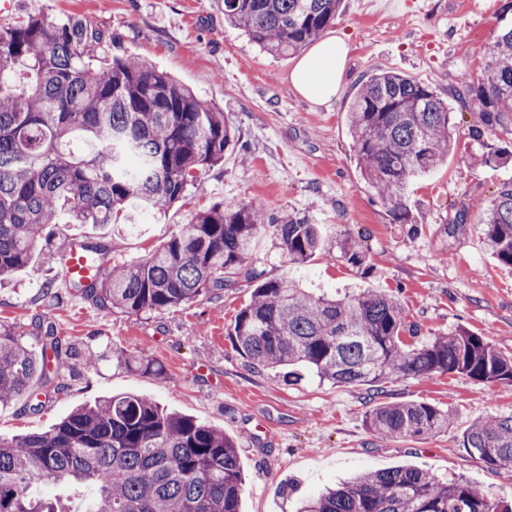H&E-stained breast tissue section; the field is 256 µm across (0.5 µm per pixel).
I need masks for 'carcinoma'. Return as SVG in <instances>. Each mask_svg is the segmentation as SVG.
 Here are the masks:
<instances>
[{
  "instance_id": "obj_1",
  "label": "carcinoma",
  "mask_w": 512,
  "mask_h": 512,
  "mask_svg": "<svg viewBox=\"0 0 512 512\" xmlns=\"http://www.w3.org/2000/svg\"><path fill=\"white\" fill-rule=\"evenodd\" d=\"M342 0H216L224 22L272 57L300 51L336 20ZM103 32L80 17L0 26V278L25 268L47 225L65 210L70 224H112L127 204L159 212L177 203L198 174L224 161L235 130L224 113L168 73L131 58L93 64ZM24 69L32 81L13 88ZM464 95L481 125L512 141V25L486 44L480 75ZM357 164L398 224L415 219L407 188L440 166L451 147L452 111L432 88L400 71L367 77L348 110ZM485 165L512 161L492 146ZM482 224L486 250L512 267V181L499 185ZM269 227L291 262L305 265L322 243L315 224L283 220L242 202L196 212L179 234L147 257L123 263L76 291L120 314L174 308L235 285ZM342 253L364 264L361 243ZM256 280L251 301L228 336L251 364L299 367L336 385L379 391L398 378L431 372L481 382H512V358L459 328L407 344L398 300L371 290L314 296L287 279ZM60 356L53 326L40 353L0 325V404L46 377ZM451 415L425 403L389 402L366 425L382 438L432 437ZM467 452L490 467L512 468V411L474 422ZM35 486L65 495L31 496ZM244 491L235 441L207 424L170 413L135 393L72 410L44 432L0 440V512H239ZM300 512H512L467 481H443L401 467L367 471L305 500Z\"/></svg>"
}]
</instances>
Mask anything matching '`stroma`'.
Instances as JSON below:
<instances>
[{
  "instance_id": "1",
  "label": "stroma",
  "mask_w": 512,
  "mask_h": 512,
  "mask_svg": "<svg viewBox=\"0 0 512 512\" xmlns=\"http://www.w3.org/2000/svg\"><path fill=\"white\" fill-rule=\"evenodd\" d=\"M0 26L31 17L80 16L108 37L105 58L144 60L224 111L237 141L222 164L201 172L186 197L165 211L128 208L120 223L52 224L26 268L0 284V323L40 349L42 327L61 340L57 375L33 380L42 401L23 396L0 405V438L49 428L74 407L134 392L188 415L237 441L246 486L239 512H297L301 498L351 474L412 467L447 480L465 479L484 496L512 504V469L470 456L462 434L474 421L512 410V383H483L431 373L385 384L336 386L315 373L291 385L276 370L251 365L228 330L248 304L253 284L238 276L177 308L116 314L63 291L58 255L72 236L104 245L106 267L145 257L187 224L197 210L244 202L264 213L320 225L325 240L302 267L292 266L271 233L260 235L248 267L264 278L288 277L312 292L360 288L395 296L419 338L463 327L512 356V268L486 251L480 221L512 163H482L486 145L503 138L471 135L477 115L458 97L465 76L478 75L483 50L497 33L505 0H343L327 31L346 41L347 67L331 104L301 97L290 82L297 56L263 54L224 22L212 0H10ZM402 71L431 86L453 110L447 161L409 190L415 223H394L363 179L347 109L364 76ZM466 221L453 223L457 204ZM361 238L363 266L336 246ZM100 355L87 369L84 355ZM127 354L149 357L163 379L126 366ZM390 401L425 402L448 410L454 426L428 439L374 436L366 411Z\"/></svg>"
}]
</instances>
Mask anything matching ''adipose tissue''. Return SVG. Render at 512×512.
<instances>
[{
    "mask_svg": "<svg viewBox=\"0 0 512 512\" xmlns=\"http://www.w3.org/2000/svg\"><path fill=\"white\" fill-rule=\"evenodd\" d=\"M347 48L339 38L318 42L296 64L291 82L305 99L327 105L335 98L345 71Z\"/></svg>",
    "mask_w": 512,
    "mask_h": 512,
    "instance_id": "ef3b65f1",
    "label": "adipose tissue"
}]
</instances>
